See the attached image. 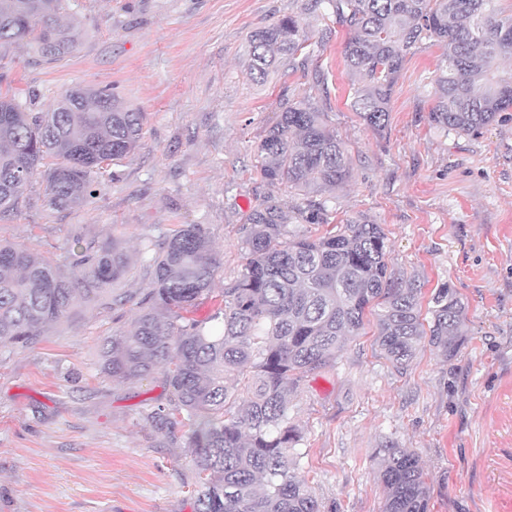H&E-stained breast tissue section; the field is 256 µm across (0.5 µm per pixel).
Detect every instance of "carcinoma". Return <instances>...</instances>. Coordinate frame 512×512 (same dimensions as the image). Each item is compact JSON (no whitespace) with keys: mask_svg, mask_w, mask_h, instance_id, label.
<instances>
[{"mask_svg":"<svg viewBox=\"0 0 512 512\" xmlns=\"http://www.w3.org/2000/svg\"><path fill=\"white\" fill-rule=\"evenodd\" d=\"M499 0H314L345 27V63L358 77L351 108L382 131L406 56L424 39L442 58L431 81L434 127L476 135L512 110V14ZM64 0H0V47L27 41L47 63L69 54L74 40L59 24ZM308 38L293 16L250 35L247 68L259 83L279 60L294 71L309 57ZM145 113L108 88L75 87L51 112H28L0 93V212L18 208L34 175L51 210L81 207L97 194L102 165L132 154ZM261 172L275 186L305 195L332 190L350 176V158L315 98L284 102L280 120L257 146ZM325 224V206L301 212ZM293 216L269 195L244 225L247 262L202 319L184 313L214 292L218 259L202 224L142 241L153 266L152 288L138 301L131 329L103 347L100 372L142 378L162 367L169 406L142 414L164 437L188 428L197 471L194 512H321L301 474L302 432L288 414L301 378L336 361L350 337L375 316L376 341L396 368L426 342L457 354L466 304L445 284L422 313L421 289L400 288L389 271L386 236L366 217L318 236L287 237ZM65 273L37 251L0 241V346L39 340L79 301L105 308L132 302L112 297L128 257L115 244L82 243ZM382 512H428L430 488L414 453L376 450Z\"/></svg>","mask_w":512,"mask_h":512,"instance_id":"obj_1","label":"carcinoma"}]
</instances>
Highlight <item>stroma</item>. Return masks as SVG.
I'll list each match as a JSON object with an SVG mask.
<instances>
[{
	"label": "stroma",
	"mask_w": 512,
	"mask_h": 512,
	"mask_svg": "<svg viewBox=\"0 0 512 512\" xmlns=\"http://www.w3.org/2000/svg\"><path fill=\"white\" fill-rule=\"evenodd\" d=\"M288 15L312 45L306 69L256 83L246 41ZM61 21L74 27L73 51L46 64L23 44L0 50V91L45 112L72 86H108L145 112L143 136L102 169L82 208L46 210L34 177L28 199L0 215V240L65 270L75 236L115 239L131 271L113 289L141 298L152 282L142 240L203 224L223 289L245 266L253 207L276 195L297 214L307 208L308 197L266 182L257 145L283 100L315 97L352 164L348 182L318 196L330 224H380L399 285L426 295L451 285L467 308L454 357L425 343L393 368L370 314L334 364L304 377L289 403L302 473L322 512H381L373 453L392 444L418 456L430 512H512V112L477 136L435 128L429 83L442 50L426 40L406 57L376 134L350 106L349 34L311 0H68ZM138 313L82 303L37 343L0 347V512H193L185 431L171 442L141 420L168 403L161 373L99 371L105 340Z\"/></svg>",
	"instance_id": "35a3bbf8"
}]
</instances>
